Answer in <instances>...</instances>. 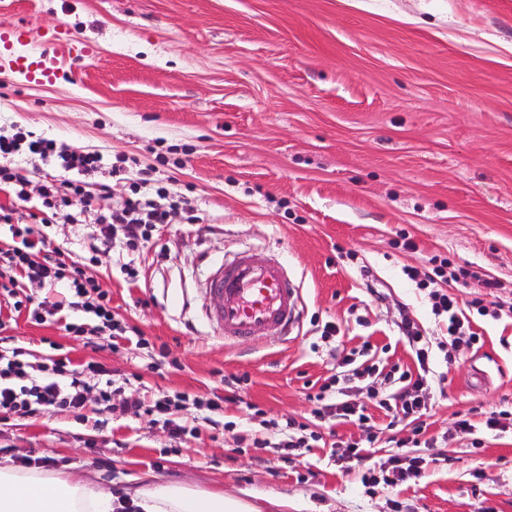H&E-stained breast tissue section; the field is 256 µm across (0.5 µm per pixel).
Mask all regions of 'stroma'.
<instances>
[{"label":"stroma","instance_id":"35a3bbf8","mask_svg":"<svg viewBox=\"0 0 512 512\" xmlns=\"http://www.w3.org/2000/svg\"><path fill=\"white\" fill-rule=\"evenodd\" d=\"M70 29L96 47L65 59L56 80L28 84L0 72V133L56 140L103 156L97 181L113 205L131 183L116 158L153 171L204 221L176 212L130 283L113 252L95 251L96 214L70 196L45 229L112 299L125 338L87 345L45 316L0 311V336L32 363L103 364L117 391L102 410L90 389L82 417L41 412L0 421V459L46 473L83 472L122 493L150 480L221 491L258 512H512V429L480 445L454 437L462 416L512 407V311H467L478 345L460 347L444 382L422 390L431 448L407 487H366L367 461L334 440L355 423L319 427L321 442L293 466L275 449L237 438L263 422L304 421L307 395L353 347L396 341L400 310L430 338L444 334L424 291L403 270L434 260L481 268L512 302V0H0V26ZM6 166L28 178L27 198L0 192L20 223L50 183L77 178L57 158L19 151ZM414 248H404L405 239ZM262 250L300 289L288 341L277 333L234 343L209 327L202 272L224 255ZM385 293L377 302L371 289ZM340 335L322 339L325 324ZM225 428L201 424L172 439L151 416L126 412L125 394L223 396ZM487 476L476 479V462Z\"/></svg>","mask_w":512,"mask_h":512}]
</instances>
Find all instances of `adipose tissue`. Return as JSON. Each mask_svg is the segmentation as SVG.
<instances>
[{"instance_id":"obj_1","label":"adipose tissue","mask_w":512,"mask_h":512,"mask_svg":"<svg viewBox=\"0 0 512 512\" xmlns=\"http://www.w3.org/2000/svg\"><path fill=\"white\" fill-rule=\"evenodd\" d=\"M255 512L253 506L221 492L185 484L145 482L129 497L93 490L79 472L48 476L0 461V512Z\"/></svg>"}]
</instances>
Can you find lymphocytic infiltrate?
<instances>
[{
	"label": "lymphocytic infiltrate",
	"mask_w": 512,
	"mask_h": 512,
	"mask_svg": "<svg viewBox=\"0 0 512 512\" xmlns=\"http://www.w3.org/2000/svg\"><path fill=\"white\" fill-rule=\"evenodd\" d=\"M26 147L28 152L42 158L57 157L67 169L81 172L78 180L64 181L60 185L45 187L42 205L53 209L57 204L59 192H71L83 196L87 206L97 214L95 235L105 249L120 248L128 255V262L122 269L129 281H137L138 270L131 262V255L143 252L154 231L169 223L173 211L179 208L180 198L174 196L168 188L157 184L150 172H141L133 184L131 196L122 206L103 205V196L97 193L93 183L88 182L89 174L96 172L103 161L98 152L69 154L58 147L49 138H27L18 131L9 135L0 134V157H6ZM0 223L8 225L12 236L21 238V247L0 249V293L12 301L13 309H21L22 303L16 298L21 279L37 280L48 285L66 282L69 290L68 306L73 312L91 315L94 326L70 322L66 328L77 337L99 336L102 334L117 338L124 329L116 320L105 292L93 281L85 278L78 262H65L60 255L46 251L41 225L13 224L11 213L0 205ZM405 275L415 281L417 288L426 290L431 303V311L446 325L447 338L435 343L430 337L415 327L408 312H401L396 323L398 339L414 355L418 370L411 373L391 366L382 370L378 365L366 364V348L351 349L343 360V368L332 375L328 382L320 386L313 396L312 417L318 422H356L364 427L363 440L349 443L350 456L364 459L372 454L377 435L364 407L349 403L344 395L350 383L366 378H378L390 387L388 396L378 401L381 408L392 410L389 422L394 434L391 445L397 449L408 447L414 436L420 435L423 424L420 420L424 403L420 392L432 372V360L435 354H442L444 361H451L461 346H471L479 342L464 317L463 308H471L482 316H497L502 308L501 302L488 301L487 290L498 287L499 282L485 277L476 270L453 268L451 261L445 260L426 275H419L413 268H405ZM476 284L477 293L467 302H459L452 293V285L469 286ZM94 375L100 385L99 398L103 403L112 401V380L108 370L100 363L90 361L82 370L69 368L64 359L52 360L50 365L34 370L25 358L23 348L0 346V417L9 418L14 414H32L39 411H66L80 414L86 402L85 375ZM193 401L204 408L210 416L221 415L224 406L222 400L206 398L200 395L190 397L187 394L169 396L159 394L151 400L127 397L124 404L134 414L154 416L162 423L173 438L179 439L189 431L186 420L180 412L186 401ZM426 460L415 456L409 459L394 455L379 468L367 469L360 476L363 485L402 486L421 478Z\"/></svg>",
	"instance_id": "f902f5d3"
}]
</instances>
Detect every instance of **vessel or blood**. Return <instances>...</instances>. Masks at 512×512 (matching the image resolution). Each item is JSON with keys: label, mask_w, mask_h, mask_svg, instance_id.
<instances>
[{"label": "vessel or blood", "mask_w": 512, "mask_h": 512, "mask_svg": "<svg viewBox=\"0 0 512 512\" xmlns=\"http://www.w3.org/2000/svg\"><path fill=\"white\" fill-rule=\"evenodd\" d=\"M57 46L77 59L93 53L90 43L67 29L47 34L15 25L0 30V71L30 83L53 80L58 65L50 50ZM205 286L212 299L208 317L225 340L244 341L267 331L285 337L298 321L299 290L279 263L240 253L212 269Z\"/></svg>", "instance_id": "1"}]
</instances>
